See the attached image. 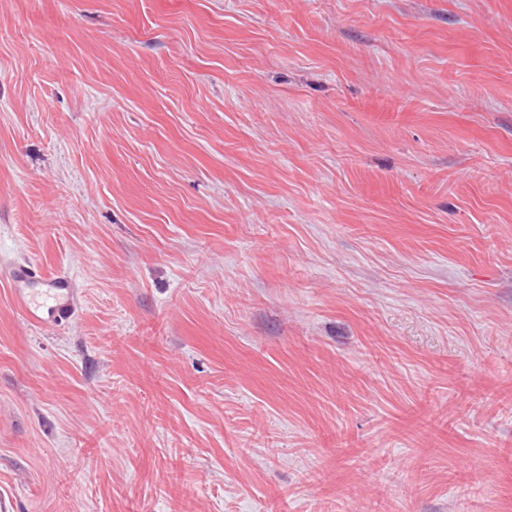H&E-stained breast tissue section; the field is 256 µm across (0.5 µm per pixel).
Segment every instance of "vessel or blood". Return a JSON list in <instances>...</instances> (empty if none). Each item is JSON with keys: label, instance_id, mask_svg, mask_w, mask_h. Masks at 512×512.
I'll return each instance as SVG.
<instances>
[{"label": "vessel or blood", "instance_id": "b4317fda", "mask_svg": "<svg viewBox=\"0 0 512 512\" xmlns=\"http://www.w3.org/2000/svg\"><path fill=\"white\" fill-rule=\"evenodd\" d=\"M17 302L30 325L57 326L70 320L78 309V290L65 272L48 275L27 261L8 267Z\"/></svg>", "mask_w": 512, "mask_h": 512}]
</instances>
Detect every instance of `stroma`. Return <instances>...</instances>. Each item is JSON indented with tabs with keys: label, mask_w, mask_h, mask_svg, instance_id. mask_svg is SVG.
I'll return each instance as SVG.
<instances>
[{
	"label": "stroma",
	"mask_w": 512,
	"mask_h": 512,
	"mask_svg": "<svg viewBox=\"0 0 512 512\" xmlns=\"http://www.w3.org/2000/svg\"><path fill=\"white\" fill-rule=\"evenodd\" d=\"M18 512H512V0H0ZM7 269L15 287L16 300L23 307L30 325L57 326L74 316L79 306L78 290L65 272L48 275L27 261L10 264ZM31 283H39L43 288L29 292L24 287Z\"/></svg>",
	"instance_id": "obj_1"
}]
</instances>
